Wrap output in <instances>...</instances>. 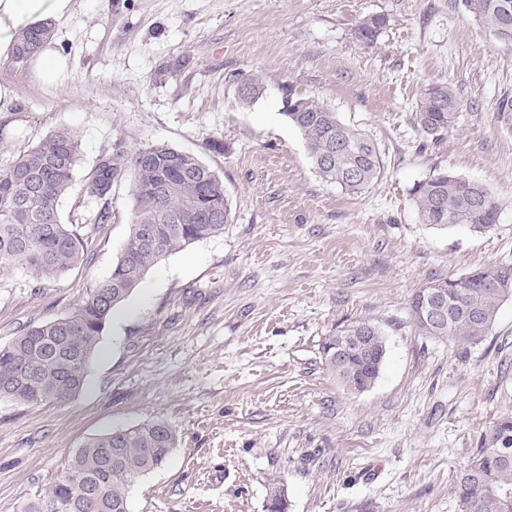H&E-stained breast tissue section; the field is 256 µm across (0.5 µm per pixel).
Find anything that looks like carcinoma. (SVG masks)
Masks as SVG:
<instances>
[{"instance_id":"obj_1","label":"carcinoma","mask_w":512,"mask_h":512,"mask_svg":"<svg viewBox=\"0 0 512 512\" xmlns=\"http://www.w3.org/2000/svg\"><path fill=\"white\" fill-rule=\"evenodd\" d=\"M463 4L493 36L505 28L512 32V0ZM386 23L384 15L365 18L356 29L357 39L374 43ZM54 31L52 21L24 30L7 65L23 72ZM284 97V117L302 134L322 179L357 195L382 177L384 167L374 143L341 122L326 103L291 89ZM459 111L454 90L435 84L422 93L416 122L437 139L453 127ZM80 153L75 133L62 127L0 163V270L23 265L39 284L87 260L92 234L110 223L112 212L104 206L88 231L62 222L60 201L72 187ZM126 175L132 184V220L111 275L94 282L70 314L32 324L0 346V399L61 406L76 396L114 312L150 269L176 251L224 233L232 221L223 179L192 153L155 145L105 155L87 176L84 192L104 199L112 193V182ZM412 194L421 221L433 227L483 230L497 221L499 205L491 192L445 170L417 183ZM212 208L224 210L223 221L205 220ZM431 288L440 289L448 303V321L442 325L427 324L422 317V302ZM511 296L512 267L492 265L420 288L411 298L410 313L422 334L472 344L489 333L502 302ZM342 336L370 351L371 363L364 365L352 354L337 359ZM386 352L384 333L366 320L337 331L322 344L325 371L351 395L375 384ZM177 444L175 429L160 419L91 438L75 450L52 489L28 501L21 512H128L131 483L161 466ZM453 493L462 512H512V412L496 416L481 434ZM288 508L284 486L274 477L267 488L266 512Z\"/></svg>"}]
</instances>
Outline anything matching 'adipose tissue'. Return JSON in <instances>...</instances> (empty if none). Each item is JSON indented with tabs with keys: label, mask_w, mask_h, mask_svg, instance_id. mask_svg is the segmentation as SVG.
Segmentation results:
<instances>
[{
	"label": "adipose tissue",
	"mask_w": 512,
	"mask_h": 512,
	"mask_svg": "<svg viewBox=\"0 0 512 512\" xmlns=\"http://www.w3.org/2000/svg\"><path fill=\"white\" fill-rule=\"evenodd\" d=\"M72 9L73 0H0V56L10 51L22 30L63 19ZM31 71L40 84L60 85L68 76V59L50 41L32 58Z\"/></svg>",
	"instance_id": "1"
}]
</instances>
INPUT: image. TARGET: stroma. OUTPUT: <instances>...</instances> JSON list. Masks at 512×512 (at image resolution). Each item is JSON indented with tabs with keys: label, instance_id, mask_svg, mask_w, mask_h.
<instances>
[{
	"label": "stroma",
	"instance_id": "stroma-1",
	"mask_svg": "<svg viewBox=\"0 0 512 512\" xmlns=\"http://www.w3.org/2000/svg\"><path fill=\"white\" fill-rule=\"evenodd\" d=\"M54 40L57 87L0 60L9 111L0 162L67 127L81 161L61 200L86 224L99 158L166 144L224 181L223 234L156 264L115 311L83 389L62 406L0 399V512H20L89 438L162 419L179 443L138 477L128 512H265L280 477L289 512H462L452 488L491 420L512 412V297L485 339L416 330L409 303L436 279L512 266V44L463 0H73ZM386 16L374 44L354 31ZM258 93L242 102L241 84ZM432 84L461 109L441 140L415 123ZM327 103L377 147L384 174L359 195L323 180L281 113L285 88ZM223 141V151L208 140ZM446 169L486 187L498 219L477 231L424 224L412 189ZM87 265L32 291L0 272V345L70 314L108 277L129 233L131 182ZM367 320L387 337L368 391L346 393L322 364L326 336Z\"/></svg>",
	"mask_w": 512,
	"mask_h": 512
}]
</instances>
